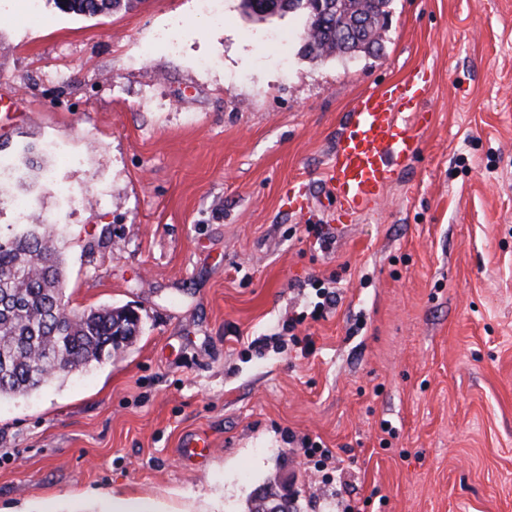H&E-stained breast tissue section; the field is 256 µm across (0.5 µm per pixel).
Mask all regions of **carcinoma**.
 <instances>
[{
	"instance_id": "obj_1",
	"label": "carcinoma",
	"mask_w": 512,
	"mask_h": 512,
	"mask_svg": "<svg viewBox=\"0 0 512 512\" xmlns=\"http://www.w3.org/2000/svg\"><path fill=\"white\" fill-rule=\"evenodd\" d=\"M333 15L308 26L317 35L309 52L342 56L348 47L337 34L362 8L359 0H335ZM58 8L101 15L131 0H55ZM62 259L55 225L8 224L0 229V398L23 396L91 363H100L129 346L140 331L126 307L76 311L64 301ZM282 484L267 481L254 489L249 512H276Z\"/></svg>"
}]
</instances>
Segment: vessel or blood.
<instances>
[{"label": "vessel or blood", "instance_id": "b4317fda", "mask_svg": "<svg viewBox=\"0 0 512 512\" xmlns=\"http://www.w3.org/2000/svg\"><path fill=\"white\" fill-rule=\"evenodd\" d=\"M428 88V75L419 69L361 95L352 105L324 171L337 223L351 221L378 203L399 163L418 154L420 139L399 115L418 107Z\"/></svg>", "mask_w": 512, "mask_h": 512}]
</instances>
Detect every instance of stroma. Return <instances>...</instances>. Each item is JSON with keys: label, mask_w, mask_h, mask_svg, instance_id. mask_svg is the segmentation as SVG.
I'll list each match as a JSON object with an SVG mask.
<instances>
[{"label": "stroma", "mask_w": 512, "mask_h": 512, "mask_svg": "<svg viewBox=\"0 0 512 512\" xmlns=\"http://www.w3.org/2000/svg\"><path fill=\"white\" fill-rule=\"evenodd\" d=\"M221 8L0 0V157L60 144L32 198L65 298L141 321L112 360L0 399V512H248L267 479L301 512H512V0H393L352 60L305 55V12ZM419 67L418 155L333 232L346 113ZM313 279L337 296L318 320ZM195 435L211 451L182 461ZM58 8L65 12H72L81 15H101L125 8L131 0H54Z\"/></svg>", "instance_id": "stroma-1"}]
</instances>
